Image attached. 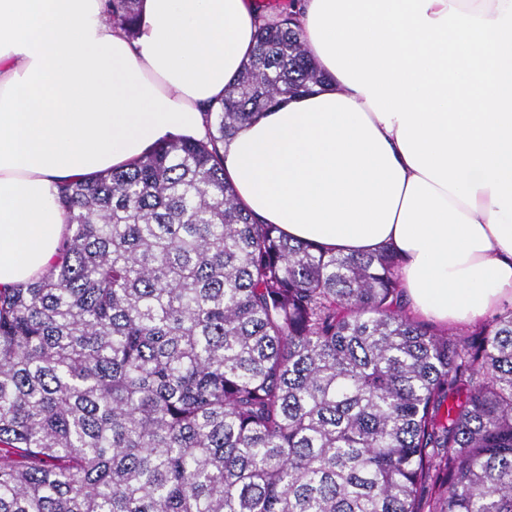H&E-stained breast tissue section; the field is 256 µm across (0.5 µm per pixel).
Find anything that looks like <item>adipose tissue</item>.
<instances>
[{
  "label": "adipose tissue",
  "mask_w": 512,
  "mask_h": 512,
  "mask_svg": "<svg viewBox=\"0 0 512 512\" xmlns=\"http://www.w3.org/2000/svg\"><path fill=\"white\" fill-rule=\"evenodd\" d=\"M0 0V290L57 259L63 182L205 138L254 52L255 0ZM333 87L224 144L261 224L343 254L387 247L412 310L473 323L512 303V0H295ZM140 0H107L106 14L112 24L133 38L138 32Z\"/></svg>",
  "instance_id": "obj_1"
}]
</instances>
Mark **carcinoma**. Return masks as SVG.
<instances>
[{"mask_svg": "<svg viewBox=\"0 0 512 512\" xmlns=\"http://www.w3.org/2000/svg\"><path fill=\"white\" fill-rule=\"evenodd\" d=\"M140 0H106L133 38ZM293 14L203 140L63 184L67 233L0 291V512H512V309L410 311L397 256L257 224L218 144L323 87Z\"/></svg>", "mask_w": 512, "mask_h": 512, "instance_id": "carcinoma-1", "label": "carcinoma"}]
</instances>
